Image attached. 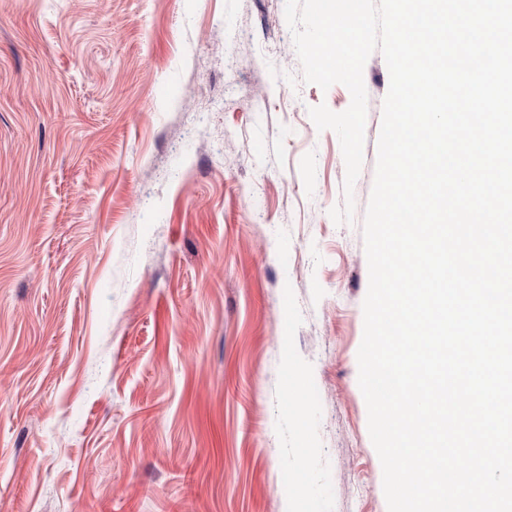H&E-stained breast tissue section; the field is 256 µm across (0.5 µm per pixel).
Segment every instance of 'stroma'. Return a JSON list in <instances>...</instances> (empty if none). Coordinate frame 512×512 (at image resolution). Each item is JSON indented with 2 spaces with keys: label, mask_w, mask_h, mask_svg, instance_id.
Here are the masks:
<instances>
[{
  "label": "stroma",
  "mask_w": 512,
  "mask_h": 512,
  "mask_svg": "<svg viewBox=\"0 0 512 512\" xmlns=\"http://www.w3.org/2000/svg\"><path fill=\"white\" fill-rule=\"evenodd\" d=\"M285 0H0V512H388L358 383L390 75L345 161ZM302 405L305 423L288 413Z\"/></svg>",
  "instance_id": "obj_1"
}]
</instances>
